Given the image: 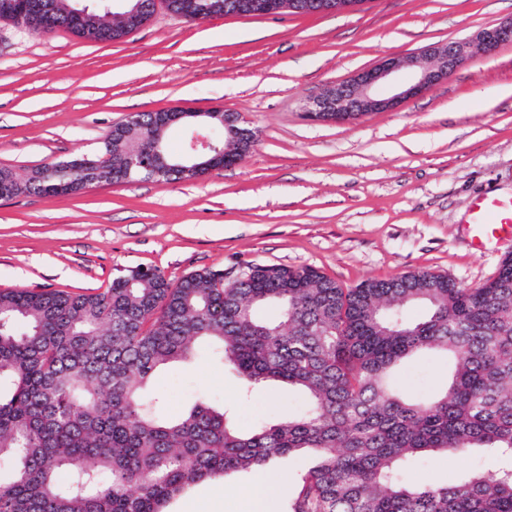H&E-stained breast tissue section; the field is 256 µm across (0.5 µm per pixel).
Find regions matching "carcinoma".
I'll return each instance as SVG.
<instances>
[{
	"instance_id": "carcinoma-1",
	"label": "carcinoma",
	"mask_w": 512,
	"mask_h": 512,
	"mask_svg": "<svg viewBox=\"0 0 512 512\" xmlns=\"http://www.w3.org/2000/svg\"><path fill=\"white\" fill-rule=\"evenodd\" d=\"M13 0L0 24L36 34L65 29L120 40L152 17L89 11L74 0ZM214 143L224 115H199ZM168 113L136 112L112 127L102 149L45 163L19 176L0 169V198L63 196L132 179L168 183L206 173L188 149L174 157ZM142 158L143 166L130 168ZM427 308L421 320L406 310ZM271 305L275 320L257 316ZM207 342L250 386L303 391L305 410L244 433L199 398L162 417L142 390L153 373ZM430 352L452 360L442 392L411 399L393 384L405 360ZM479 448L493 473L472 470L446 486H408L403 464L426 453ZM315 458L286 512H512V255L471 288L417 270L344 288L312 267L250 265L169 281L158 268L112 278L102 292L0 291V512H168L192 486L255 474L280 458ZM67 474L66 480L60 474Z\"/></svg>"
}]
</instances>
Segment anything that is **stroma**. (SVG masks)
Masks as SVG:
<instances>
[{
	"mask_svg": "<svg viewBox=\"0 0 512 512\" xmlns=\"http://www.w3.org/2000/svg\"><path fill=\"white\" fill-rule=\"evenodd\" d=\"M512 19V0H366L336 13L188 21L157 7L123 39L0 25V168L26 175L44 163L99 152L135 112L173 107L242 113L258 131L238 165L189 182L135 179L75 195L0 199V290L101 291L120 271L156 267L173 282L214 269L310 266L350 288L426 269L473 287L492 278L512 239L478 250L476 198H512V43L466 61L397 109L350 123L306 118L325 88L390 56L474 36ZM445 358L405 362L395 385L439 392ZM244 381L208 348L157 371L147 393L167 417L200 396L224 404L249 430L295 414L300 393ZM495 461L474 448L426 454L412 485H450ZM304 468L264 472L283 512ZM255 476L201 482L170 512H247Z\"/></svg>",
	"mask_w": 512,
	"mask_h": 512,
	"instance_id": "35a3bbf8",
	"label": "stroma"
}]
</instances>
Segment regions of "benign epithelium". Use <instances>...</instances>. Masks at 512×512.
<instances>
[{"label":"benign epithelium","mask_w":512,"mask_h":512,"mask_svg":"<svg viewBox=\"0 0 512 512\" xmlns=\"http://www.w3.org/2000/svg\"><path fill=\"white\" fill-rule=\"evenodd\" d=\"M360 0H323L319 11L351 10ZM288 9V0H243L235 9L238 14L267 16ZM512 41V19L484 28L474 37L431 46L406 58H385L372 68L363 70L348 80L327 87L305 109L312 121L347 123L375 112L394 110L402 102L419 96L461 66L469 57L488 52L503 42ZM404 68L412 70L408 81L400 78ZM243 117L224 118V133L236 140L246 154L255 146L253 132L245 127ZM190 154L194 157L216 152L207 126L191 131Z\"/></svg>","instance_id":"7a95c632"}]
</instances>
